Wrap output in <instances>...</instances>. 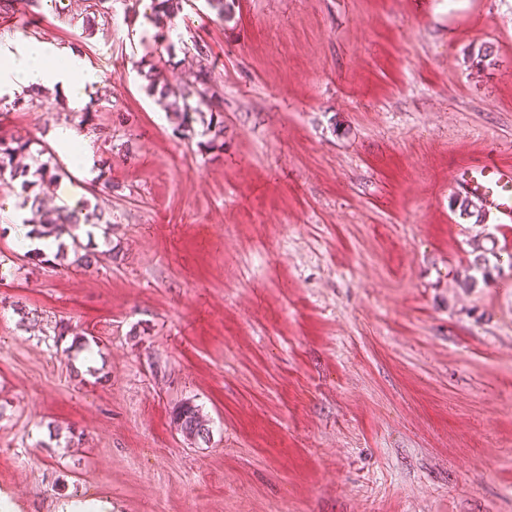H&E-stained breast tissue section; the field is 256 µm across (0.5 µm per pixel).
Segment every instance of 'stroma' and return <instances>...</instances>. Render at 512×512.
I'll return each mask as SVG.
<instances>
[{
    "mask_svg": "<svg viewBox=\"0 0 512 512\" xmlns=\"http://www.w3.org/2000/svg\"><path fill=\"white\" fill-rule=\"evenodd\" d=\"M108 14L94 30V2ZM0 0V40L76 50L88 109L0 98V136L99 206L96 263L26 259L0 184V501L59 512H512V223L454 207V171L512 165V0ZM208 44L224 145L176 134L140 76ZM90 121H83V114ZM85 132L94 179L56 144ZM69 333H61L62 325ZM84 337L94 353L78 370ZM209 443L172 421L185 401Z\"/></svg>",
    "mask_w": 512,
    "mask_h": 512,
    "instance_id": "1",
    "label": "stroma"
}]
</instances>
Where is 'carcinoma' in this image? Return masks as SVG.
<instances>
[{"mask_svg":"<svg viewBox=\"0 0 512 512\" xmlns=\"http://www.w3.org/2000/svg\"><path fill=\"white\" fill-rule=\"evenodd\" d=\"M152 13L148 16L156 23L163 17H168L180 10V0H151ZM192 50L200 58L198 68L192 72L191 78L180 85H173L163 76L159 64L150 60L147 63L148 70L143 77L148 81L147 90L150 94L158 96L166 102L167 116L175 123L174 130L184 133L191 128L195 116L203 115L204 111H210V119L204 129V134L210 136L206 143L209 148H215L224 143V119L222 116L223 93L220 91L213 75L212 69L205 60L208 59L207 45L194 42ZM28 141L21 138L4 140L0 138V180L5 177L15 179L22 177L20 185L23 200L20 207L29 212L30 217L22 220L24 224H39V234L43 237L56 239L68 235L72 241L74 251L81 249L85 253L80 255L78 261L89 266L96 254L86 249L78 235V230L83 224H90L92 220H101L96 213L84 212V207L67 205L53 209L44 207L41 193L35 187L47 184L57 179L62 172L58 165H50V162H42L31 158L32 164L22 168L14 164L15 158L26 153ZM172 420L179 431L195 440L207 443L210 441V420L203 414L199 406L184 402L173 410Z\"/></svg>","mask_w":512,"mask_h":512,"instance_id":"cac0c4a2","label":"carcinoma"}]
</instances>
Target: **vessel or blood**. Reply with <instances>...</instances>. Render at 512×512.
Returning <instances> with one entry per match:
<instances>
[{
  "instance_id": "obj_1",
  "label": "vessel or blood",
  "mask_w": 512,
  "mask_h": 512,
  "mask_svg": "<svg viewBox=\"0 0 512 512\" xmlns=\"http://www.w3.org/2000/svg\"><path fill=\"white\" fill-rule=\"evenodd\" d=\"M453 180L484 209L512 222V165L489 159L470 163L457 169Z\"/></svg>"
}]
</instances>
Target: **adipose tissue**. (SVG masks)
<instances>
[{"mask_svg":"<svg viewBox=\"0 0 512 512\" xmlns=\"http://www.w3.org/2000/svg\"><path fill=\"white\" fill-rule=\"evenodd\" d=\"M99 77L84 57L23 35L0 42V96L52 87L84 107Z\"/></svg>","mask_w":512,"mask_h":512,"instance_id":"ef3b65f1","label":"adipose tissue"}]
</instances>
